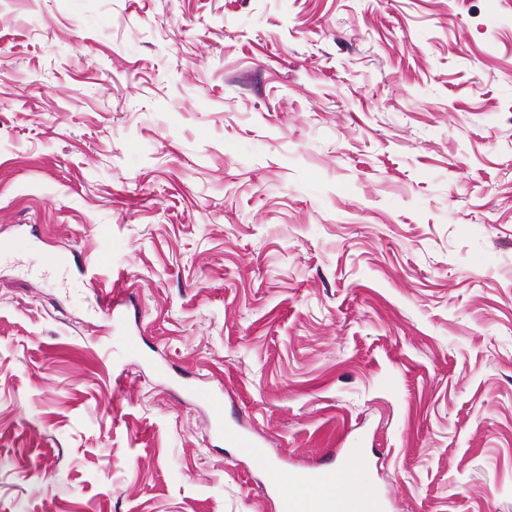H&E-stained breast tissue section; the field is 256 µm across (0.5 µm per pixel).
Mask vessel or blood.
I'll return each instance as SVG.
<instances>
[{
	"label": "vessel or blood",
	"mask_w": 512,
	"mask_h": 512,
	"mask_svg": "<svg viewBox=\"0 0 512 512\" xmlns=\"http://www.w3.org/2000/svg\"><path fill=\"white\" fill-rule=\"evenodd\" d=\"M127 307L124 296L113 297L109 317L126 349L135 352L139 349V340L127 331ZM193 398L210 411L215 420L214 429L223 434L227 447L261 464L266 475L265 490L277 495L280 512H376L377 503L363 494L358 478L359 471L370 465L362 449H349L350 464L338 468L317 465L283 469L270 463L258 439L225 424L223 390L201 387L194 391Z\"/></svg>",
	"instance_id": "vessel-or-blood-1"
}]
</instances>
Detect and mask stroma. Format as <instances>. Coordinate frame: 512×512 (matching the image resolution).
<instances>
[{
    "mask_svg": "<svg viewBox=\"0 0 512 512\" xmlns=\"http://www.w3.org/2000/svg\"><path fill=\"white\" fill-rule=\"evenodd\" d=\"M192 386L512 512V0H0V512H280ZM110 320L112 321L113 332L117 331L118 335L123 336V343L126 349L130 352L139 351V340L137 336H133L127 329V299L123 294L112 296L109 302Z\"/></svg>",
    "mask_w": 512,
    "mask_h": 512,
    "instance_id": "obj_1",
    "label": "stroma"
}]
</instances>
